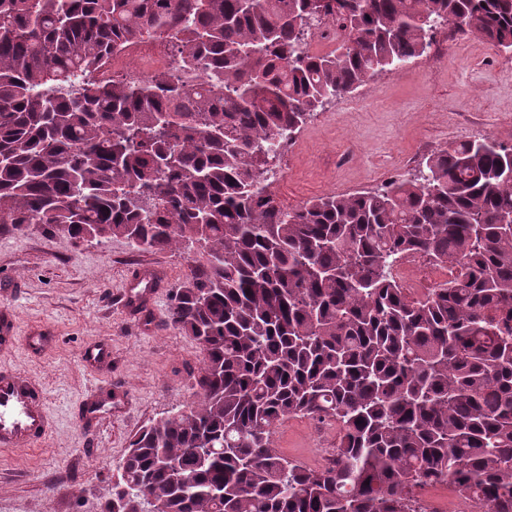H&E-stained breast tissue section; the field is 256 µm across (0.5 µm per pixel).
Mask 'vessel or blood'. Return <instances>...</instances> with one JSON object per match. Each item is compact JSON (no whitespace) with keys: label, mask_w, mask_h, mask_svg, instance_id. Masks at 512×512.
<instances>
[{"label":"vessel or blood","mask_w":512,"mask_h":512,"mask_svg":"<svg viewBox=\"0 0 512 512\" xmlns=\"http://www.w3.org/2000/svg\"><path fill=\"white\" fill-rule=\"evenodd\" d=\"M159 278V273L151 269L132 276L123 291L127 307L137 308L150 298ZM80 358L85 366L100 369L110 364L112 348L104 342L91 343L82 349ZM51 429L41 383L22 372L0 369V452L37 444Z\"/></svg>","instance_id":"vessel-or-blood-1"}]
</instances>
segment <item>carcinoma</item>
<instances>
[{"label":"carcinoma","mask_w":512,"mask_h":512,"mask_svg":"<svg viewBox=\"0 0 512 512\" xmlns=\"http://www.w3.org/2000/svg\"><path fill=\"white\" fill-rule=\"evenodd\" d=\"M332 12L347 39L310 52ZM444 26L511 52L512 0H0V232L189 263L169 319L203 354L196 400L134 434L104 512H415L448 479L512 512V147L293 209L264 185L313 113ZM157 34L200 81L94 78ZM405 252L452 277L408 298ZM291 416L336 423L329 465L273 447Z\"/></svg>","instance_id":"carcinoma-1"}]
</instances>
